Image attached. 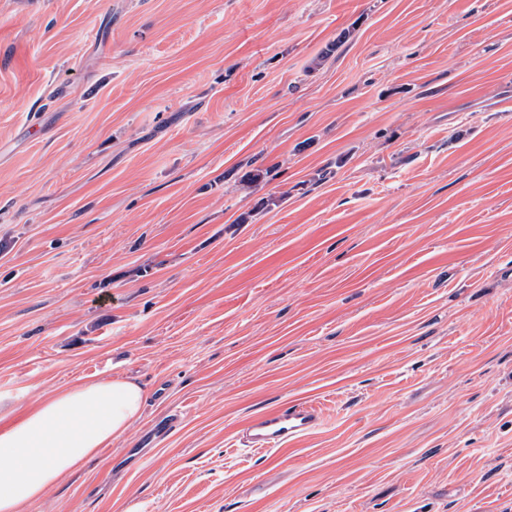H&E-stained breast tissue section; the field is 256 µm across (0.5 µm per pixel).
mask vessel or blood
Wrapping results in <instances>:
<instances>
[{
  "label": "vessel or blood",
  "mask_w": 512,
  "mask_h": 512,
  "mask_svg": "<svg viewBox=\"0 0 512 512\" xmlns=\"http://www.w3.org/2000/svg\"><path fill=\"white\" fill-rule=\"evenodd\" d=\"M320 419L317 405L287 403L253 419L238 442L247 450L277 451L312 433Z\"/></svg>",
  "instance_id": "vessel-or-blood-1"
}]
</instances>
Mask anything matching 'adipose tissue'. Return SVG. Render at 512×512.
<instances>
[{"label": "adipose tissue", "mask_w": 512, "mask_h": 512, "mask_svg": "<svg viewBox=\"0 0 512 512\" xmlns=\"http://www.w3.org/2000/svg\"><path fill=\"white\" fill-rule=\"evenodd\" d=\"M146 393L121 377H83L17 409L0 391V512H23L123 437L142 416Z\"/></svg>", "instance_id": "1"}]
</instances>
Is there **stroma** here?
<instances>
[{"label": "stroma", "instance_id": "stroma-1", "mask_svg": "<svg viewBox=\"0 0 512 512\" xmlns=\"http://www.w3.org/2000/svg\"><path fill=\"white\" fill-rule=\"evenodd\" d=\"M117 375L24 512H512V0H0V391ZM315 404L287 403L253 419L238 442L247 450L278 451L312 433L320 423Z\"/></svg>", "mask_w": 512, "mask_h": 512}]
</instances>
